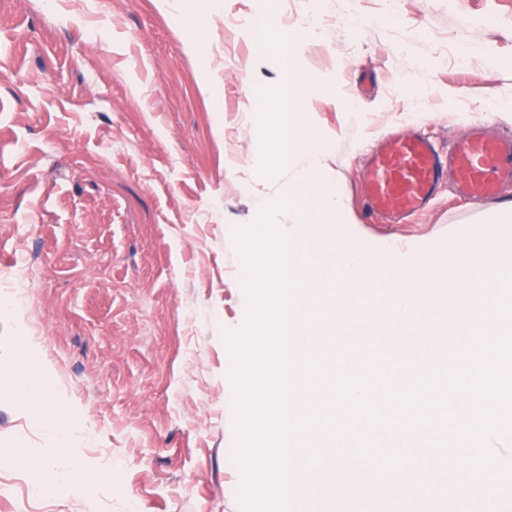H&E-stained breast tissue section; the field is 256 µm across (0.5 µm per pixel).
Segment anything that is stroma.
Wrapping results in <instances>:
<instances>
[{"label": "stroma", "instance_id": "obj_1", "mask_svg": "<svg viewBox=\"0 0 512 512\" xmlns=\"http://www.w3.org/2000/svg\"><path fill=\"white\" fill-rule=\"evenodd\" d=\"M321 16L288 63L256 35ZM195 28L207 57L187 45ZM305 81L297 136L319 154L321 193L340 203V233L421 254L480 250L500 223L512 245V192L492 201L440 189L432 205L383 224L364 197L361 153L402 124L440 149L474 123L512 132V0H0V366L38 360L53 398L76 418L54 455L38 407L0 385V449L47 460L61 478L33 489L27 466L0 464V512H244L229 467L234 385L225 335L247 319L235 228L295 185L274 225L298 246V277L333 271L338 241L306 224L297 153L270 169L260 107L287 73ZM339 233V234H340ZM323 321V368L335 369L349 319ZM363 346L398 375L407 360L446 367L401 335Z\"/></svg>", "mask_w": 512, "mask_h": 512}]
</instances>
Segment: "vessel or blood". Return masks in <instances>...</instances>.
I'll return each mask as SVG.
<instances>
[{
  "label": "vessel or blood",
  "instance_id": "obj_1",
  "mask_svg": "<svg viewBox=\"0 0 512 512\" xmlns=\"http://www.w3.org/2000/svg\"><path fill=\"white\" fill-rule=\"evenodd\" d=\"M366 172L371 212L395 219L425 210L449 181L460 196L493 199L512 187V132L476 126L445 152L418 132L392 136L368 156Z\"/></svg>",
  "mask_w": 512,
  "mask_h": 512
}]
</instances>
